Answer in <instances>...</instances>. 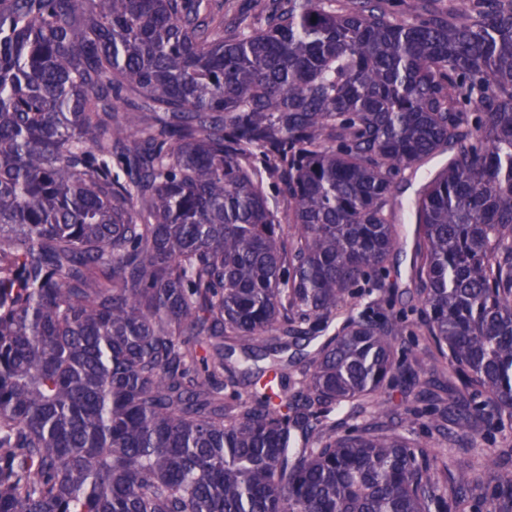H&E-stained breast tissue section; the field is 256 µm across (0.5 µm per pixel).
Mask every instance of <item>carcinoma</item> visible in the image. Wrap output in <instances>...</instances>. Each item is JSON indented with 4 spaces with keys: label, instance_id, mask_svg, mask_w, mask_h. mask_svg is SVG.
Here are the masks:
<instances>
[{
    "label": "carcinoma",
    "instance_id": "carcinoma-1",
    "mask_svg": "<svg viewBox=\"0 0 512 512\" xmlns=\"http://www.w3.org/2000/svg\"><path fill=\"white\" fill-rule=\"evenodd\" d=\"M445 152L402 423L463 437L512 424V0H0V512H512L377 398L419 381L395 187ZM416 391L417 389L412 392L402 394L399 388L395 386V384H385L379 396H381L382 399L388 401L398 413L404 414L405 408L407 406H424V403L419 401V399L415 396Z\"/></svg>",
    "mask_w": 512,
    "mask_h": 512
}]
</instances>
